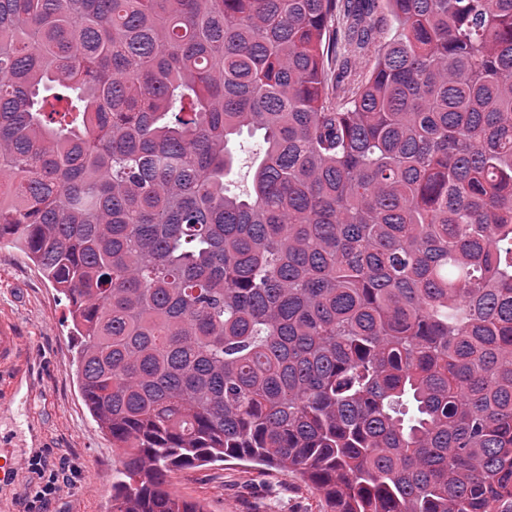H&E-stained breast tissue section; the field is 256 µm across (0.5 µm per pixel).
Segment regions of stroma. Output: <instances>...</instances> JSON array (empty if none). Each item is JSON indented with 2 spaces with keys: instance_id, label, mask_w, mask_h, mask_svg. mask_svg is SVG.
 I'll use <instances>...</instances> for the list:
<instances>
[{
  "instance_id": "1",
  "label": "stroma",
  "mask_w": 512,
  "mask_h": 512,
  "mask_svg": "<svg viewBox=\"0 0 512 512\" xmlns=\"http://www.w3.org/2000/svg\"><path fill=\"white\" fill-rule=\"evenodd\" d=\"M0 314L14 318L32 348L31 399L19 415L0 419L16 438L22 480L0 498V512H28L36 482L28 461L36 455L65 463L72 477L46 512H112V484L121 454L93 420L76 378V347L67 302L16 246L0 244ZM35 418L27 425L25 415ZM177 493L201 501L207 512H321L318 494L285 472L263 473L230 460L175 472Z\"/></svg>"
}]
</instances>
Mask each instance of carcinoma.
Returning <instances> with one entry per match:
<instances>
[{
  "label": "carcinoma",
  "mask_w": 512,
  "mask_h": 512,
  "mask_svg": "<svg viewBox=\"0 0 512 512\" xmlns=\"http://www.w3.org/2000/svg\"><path fill=\"white\" fill-rule=\"evenodd\" d=\"M382 2L377 43L375 0H0V241L69 302L112 512L230 459L512 512V0ZM260 140L257 137L249 138L244 136L239 140L236 145V151L238 155V168L237 174L234 176L236 181V191L239 193L246 192L250 186L249 170L252 158L259 148Z\"/></svg>",
  "instance_id": "obj_1"
}]
</instances>
